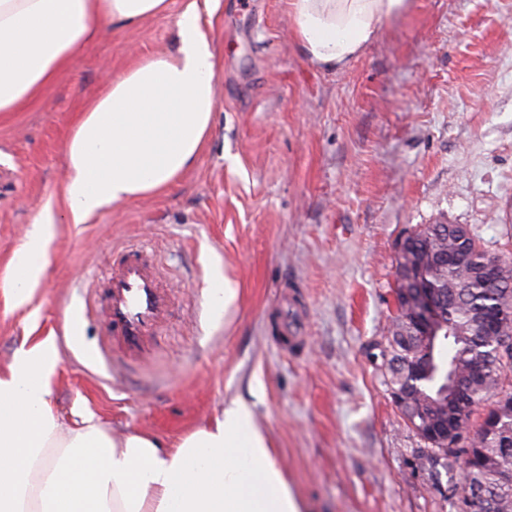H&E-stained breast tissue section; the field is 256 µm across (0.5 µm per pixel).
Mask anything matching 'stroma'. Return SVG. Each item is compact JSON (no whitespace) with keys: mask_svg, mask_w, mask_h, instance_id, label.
<instances>
[{"mask_svg":"<svg viewBox=\"0 0 512 512\" xmlns=\"http://www.w3.org/2000/svg\"><path fill=\"white\" fill-rule=\"evenodd\" d=\"M183 5L107 28L33 104L0 112V372L52 334L60 420L89 412L171 443L239 396L308 512H457L460 474L406 427L382 351L409 229L465 224L512 257V0H411L341 72L298 54L287 0H209L201 25L221 62L207 145L169 188L68 223L65 147L86 104L171 48ZM48 205L49 264L17 307L5 288ZM128 246L159 259L170 321L145 357L93 368L82 352L108 342L101 312L64 337ZM218 273L235 290L219 316ZM291 320L297 353L280 340Z\"/></svg>","mask_w":512,"mask_h":512,"instance_id":"1","label":"stroma"}]
</instances>
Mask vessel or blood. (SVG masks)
Wrapping results in <instances>:
<instances>
[{
	"label": "vessel or blood",
	"mask_w": 512,
	"mask_h": 512,
	"mask_svg": "<svg viewBox=\"0 0 512 512\" xmlns=\"http://www.w3.org/2000/svg\"><path fill=\"white\" fill-rule=\"evenodd\" d=\"M170 306L154 260L119 250L103 303L106 328L118 349L130 358L143 355L166 323Z\"/></svg>",
	"instance_id": "vessel-or-blood-1"
}]
</instances>
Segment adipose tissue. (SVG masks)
<instances>
[{
	"instance_id": "obj_1",
	"label": "adipose tissue",
	"mask_w": 512,
	"mask_h": 512,
	"mask_svg": "<svg viewBox=\"0 0 512 512\" xmlns=\"http://www.w3.org/2000/svg\"><path fill=\"white\" fill-rule=\"evenodd\" d=\"M409 0H288L300 54L341 71ZM168 0H0V112L24 108L110 24L163 14ZM173 50L137 59L84 109L67 144L62 196L70 223L173 185L203 149L216 110L218 58L187 0ZM57 220L36 217L10 275L27 303L47 267ZM55 337L21 347L0 373V512H303L250 405L236 398L174 443L144 432L114 437L87 416L62 423L50 378Z\"/></svg>"
}]
</instances>
